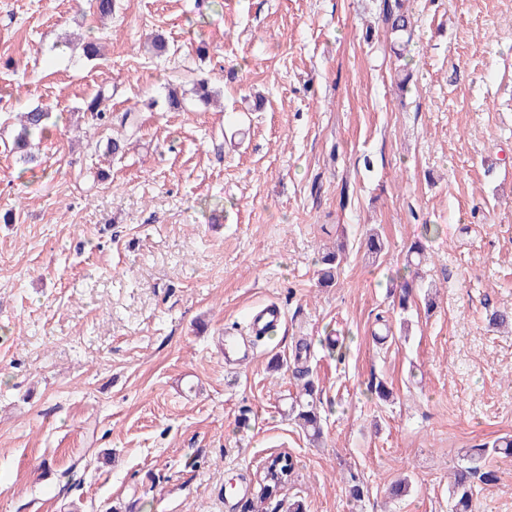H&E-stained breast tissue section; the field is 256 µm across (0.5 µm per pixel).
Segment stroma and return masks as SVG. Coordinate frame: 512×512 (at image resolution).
Masks as SVG:
<instances>
[{
    "label": "stroma",
    "mask_w": 512,
    "mask_h": 512,
    "mask_svg": "<svg viewBox=\"0 0 512 512\" xmlns=\"http://www.w3.org/2000/svg\"><path fill=\"white\" fill-rule=\"evenodd\" d=\"M383 6L115 0L103 21L92 0H0V512H451L467 448L512 434V331L486 320L512 308V0H406L400 60ZM102 86L141 119L118 157L121 126L84 111ZM37 105L33 167L12 145ZM418 238L434 307L404 312ZM269 302L285 321L253 338ZM228 332L248 361L225 364ZM307 380L317 447L288 417ZM279 452L294 473L261 496ZM489 465L479 510L512 512V456ZM346 258V243L341 241L336 245V251L327 252L320 259L321 268L318 271L319 284L330 287L337 281L338 270ZM407 257L410 266V269L409 267H407V269L409 272H413L414 277L411 281L405 280L403 284L400 285L398 305L402 310L408 307L410 299L413 296L414 282L417 280L416 278H421L419 270L421 269L423 261H426L425 248L420 240H415L410 244ZM411 265L415 267V270H411Z\"/></svg>",
    "instance_id": "obj_1"
}]
</instances>
